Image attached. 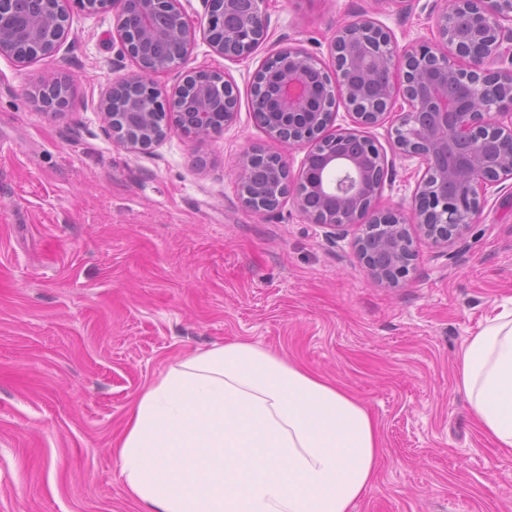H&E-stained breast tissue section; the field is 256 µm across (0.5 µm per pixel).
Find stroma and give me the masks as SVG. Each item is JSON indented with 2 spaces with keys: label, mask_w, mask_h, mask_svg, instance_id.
<instances>
[{
  "label": "stroma",
  "mask_w": 512,
  "mask_h": 512,
  "mask_svg": "<svg viewBox=\"0 0 512 512\" xmlns=\"http://www.w3.org/2000/svg\"><path fill=\"white\" fill-rule=\"evenodd\" d=\"M193 27L186 70L225 73L232 123L198 140L172 129L131 153L104 129L101 91L132 73L114 13L72 10L50 57L0 56V512H150L128 495L114 447L131 402L185 352L250 341L354 395L381 437L373 483L352 512H512V453L494 447L457 387L465 340L512 298V178L448 248L415 237L396 288L372 282L341 233L292 202L254 212L240 162L286 153L257 121L252 85L266 59L303 47L330 64L337 27L365 14L398 45L431 42L445 0H270L269 37L228 61L204 35L205 0H182ZM68 86L46 110L43 74ZM387 154L384 207L410 210L418 158L389 124L365 128Z\"/></svg>",
  "instance_id": "1"
}]
</instances>
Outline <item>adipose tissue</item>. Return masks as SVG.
Masks as SVG:
<instances>
[{"instance_id":"1","label":"adipose tissue","mask_w":512,"mask_h":512,"mask_svg":"<svg viewBox=\"0 0 512 512\" xmlns=\"http://www.w3.org/2000/svg\"><path fill=\"white\" fill-rule=\"evenodd\" d=\"M458 386L483 433L512 450V308L469 337ZM380 435L345 389L248 341L170 364L133 402L116 448L153 512H352Z\"/></svg>"}]
</instances>
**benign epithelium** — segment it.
Listing matches in <instances>:
<instances>
[{"label": "benign epithelium", "mask_w": 512, "mask_h": 512, "mask_svg": "<svg viewBox=\"0 0 512 512\" xmlns=\"http://www.w3.org/2000/svg\"><path fill=\"white\" fill-rule=\"evenodd\" d=\"M26 28L16 31L15 0H0V55L19 62L51 56L68 34L70 4L88 13L116 8L114 28L137 72L112 82L100 94L104 128L131 152L160 144L171 126L155 122L162 91L154 76L183 66L188 52L148 60L137 48L175 40L191 45L192 27L181 0H28ZM268 0H211L207 39L212 51L243 59L267 38ZM512 0H449L436 20L435 40L401 48L371 18L361 15L336 30L330 44L335 78L299 47L278 50L271 96L252 95L257 120L272 138L306 154L293 171L281 153H270L274 179L252 187V157L241 164V198L255 212L277 209L290 199L312 222L337 230L361 224L357 253L371 279L395 287L416 259L410 227L433 245L446 247L463 237L480 213L488 188L512 177ZM196 81V103L174 115L181 126H206L212 100H224L226 125L237 110L233 85L215 71H194L174 92ZM147 86L137 135L123 129L126 92ZM65 84L44 78L38 96L49 110L64 103ZM342 101L354 128L328 132ZM392 118L391 139L399 153L425 165L412 197L410 215L379 208L389 163L386 153L361 134L363 127Z\"/></svg>", "instance_id": "obj_1"}]
</instances>
